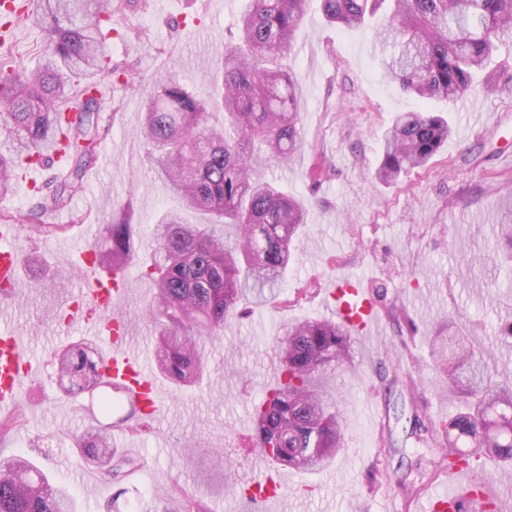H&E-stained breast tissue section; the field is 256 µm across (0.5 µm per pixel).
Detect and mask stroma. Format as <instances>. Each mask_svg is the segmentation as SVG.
<instances>
[{
	"mask_svg": "<svg viewBox=\"0 0 512 512\" xmlns=\"http://www.w3.org/2000/svg\"><path fill=\"white\" fill-rule=\"evenodd\" d=\"M243 0H126L106 44L128 81L110 83L98 112L110 127L86 188L72 199L86 220L66 236L101 242L107 224L129 213L135 250L124 268L128 291L117 310L127 318L134 345L155 356L148 315L154 285L142 271L156 248L150 233L161 214L181 210L155 178L144 146L133 137L141 120V81L164 70L177 74L198 96L212 93L211 73L230 40ZM285 62L301 84L305 147L266 174L303 199L308 222L293 244L294 260L282 307L255 305L244 319H229L220 336L198 338L205 360L200 383H164L162 412L138 435L113 433L119 454L140 469L103 484L77 449L95 426L94 399L64 394L53 354L83 341L53 312L66 308L82 272L61 239L19 238L22 264L44 269L37 287L18 284L0 300L6 320L30 342L38 374L16 413L19 421L0 438V461L22 454L55 482L68 486L76 512H180L183 497L206 512H254L245 484L268 471L255 446L253 407L278 383V344L290 323L329 318L330 278L359 277L376 303L383 334L355 339L352 362L324 384L345 420L346 448L326 470L282 467L285 478L272 512H383L394 499L400 512H421L428 496L446 489L447 474L424 466L440 455L420 440L416 414L448 421L460 402L431 365L429 337L462 330L475 346L490 349L497 370H512V249L500 227L512 225V38L499 41L492 78H479L464 101H427L454 132L428 166L393 185L373 172L383 136L397 113L417 100L384 79L371 27L344 28L326 21L313 0ZM329 175L313 185L315 163ZM386 470L379 483L372 470Z\"/></svg>",
	"mask_w": 512,
	"mask_h": 512,
	"instance_id": "1",
	"label": "stroma"
}]
</instances>
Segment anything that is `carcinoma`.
Instances as JSON below:
<instances>
[{"mask_svg":"<svg viewBox=\"0 0 512 512\" xmlns=\"http://www.w3.org/2000/svg\"><path fill=\"white\" fill-rule=\"evenodd\" d=\"M326 19L347 28L380 15L373 46L385 77L421 100L450 101L468 90L493 60L496 42L512 36V0H321ZM123 0H31L27 21L45 34L32 69L0 60V199L14 189L21 166H52L56 115L73 119L62 129L69 156L64 173L37 190L26 236L49 237L65 224L41 220L64 209L85 188L95 146L108 133L95 112L105 94L98 76L120 78L105 35ZM311 0H247L232 41L220 58L222 92L200 99L175 75L152 77L145 87L144 117L136 135L167 192L207 219L185 224L176 212L154 227L157 243L146 275L155 296L149 315L157 334L155 357L162 376L177 387L193 385L202 360L195 338L214 336L241 317V304L268 301L281 287L290 246L304 224L303 203L282 191L263 169L303 147L301 89L283 63ZM441 115L423 110L397 114L384 135L375 172L394 182L422 168L448 140ZM98 264L117 267L134 252L133 224L107 225L94 247ZM353 336L333 320L292 324L280 342L277 387L254 405L262 458L295 469L320 471L345 449L343 417L322 388L324 378L348 364ZM431 352L464 410L438 426L420 425L446 449L433 471L454 458L484 456L512 467V377H491V353L464 344L455 333L433 337ZM60 379L70 394L107 385L99 356L87 345L58 353ZM466 442L472 451L461 449ZM78 447L110 483L137 462L118 455L106 426L85 433ZM0 512H74L72 493L43 476L23 456L0 462Z\"/></svg>","mask_w":512,"mask_h":512,"instance_id":"carcinoma-1","label":"carcinoma"}]
</instances>
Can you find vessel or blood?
<instances>
[{
  "mask_svg": "<svg viewBox=\"0 0 512 512\" xmlns=\"http://www.w3.org/2000/svg\"><path fill=\"white\" fill-rule=\"evenodd\" d=\"M19 233L15 224L0 225V283L16 284L20 262L14 240ZM73 251L87 275L79 288V302L73 303L66 316V327L84 328L88 335L106 344L110 355L100 371L111 381L112 390L125 404L134 406L138 415L157 416L162 399V385L141 353L133 348L126 321L113 309L126 292V282L119 273L98 270L92 249L82 245ZM327 304L350 332L359 336L376 335L380 324L376 304L358 279L344 276L332 282ZM35 377L33 359L27 340L8 324L0 325V413L12 412ZM282 487L279 473H265L251 483L250 495L257 504L276 499ZM490 497L486 483L469 482L430 497L424 512H459L470 505L482 512Z\"/></svg>",
  "mask_w": 512,
  "mask_h": 512,
  "instance_id": "vessel-or-blood-1",
  "label": "vessel or blood"
}]
</instances>
